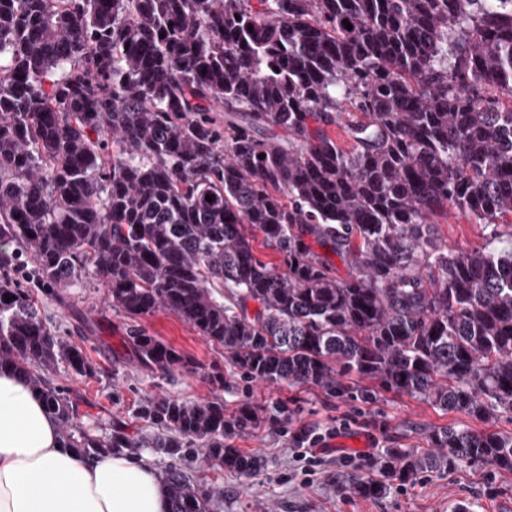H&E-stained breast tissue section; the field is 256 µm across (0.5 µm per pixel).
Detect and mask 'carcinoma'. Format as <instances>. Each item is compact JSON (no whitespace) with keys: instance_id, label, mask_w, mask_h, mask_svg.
I'll use <instances>...</instances> for the list:
<instances>
[{"instance_id":"carcinoma-1","label":"carcinoma","mask_w":512,"mask_h":512,"mask_svg":"<svg viewBox=\"0 0 512 512\" xmlns=\"http://www.w3.org/2000/svg\"><path fill=\"white\" fill-rule=\"evenodd\" d=\"M451 208L483 225L481 248L436 242ZM508 216L512 0H0V243L16 245L0 250V370L39 393L68 451L199 441L248 476L256 460L224 436L280 409L147 398L156 434L83 424L80 396L44 372L96 368L49 333L34 289L90 278L124 317L165 308L254 379L334 396L355 375L512 415ZM259 234L283 268L257 257ZM124 344L149 370L186 364L142 329ZM433 441L389 449L388 466L512 471V435L450 425ZM162 482L170 512H213L180 466Z\"/></svg>"}]
</instances>
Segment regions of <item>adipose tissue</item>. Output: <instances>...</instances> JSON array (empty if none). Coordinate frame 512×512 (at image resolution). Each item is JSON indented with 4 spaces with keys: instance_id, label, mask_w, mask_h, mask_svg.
Wrapping results in <instances>:
<instances>
[{
    "instance_id": "obj_1",
    "label": "adipose tissue",
    "mask_w": 512,
    "mask_h": 512,
    "mask_svg": "<svg viewBox=\"0 0 512 512\" xmlns=\"http://www.w3.org/2000/svg\"><path fill=\"white\" fill-rule=\"evenodd\" d=\"M168 510L149 458H88L60 448L38 393L17 375L0 372V512Z\"/></svg>"
}]
</instances>
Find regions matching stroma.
<instances>
[{
  "instance_id": "stroma-1",
  "label": "stroma",
  "mask_w": 512,
  "mask_h": 512,
  "mask_svg": "<svg viewBox=\"0 0 512 512\" xmlns=\"http://www.w3.org/2000/svg\"><path fill=\"white\" fill-rule=\"evenodd\" d=\"M435 231L441 242L459 253L484 244L482 226L453 211L438 218ZM39 302L48 331L80 345L97 370L94 376L79 377L61 362L50 373L55 384L86 399L84 415L110 413L114 421L125 423L128 433L144 436L150 427L136 412L150 396L196 403L220 400L229 415L243 404L280 405L276 417L260 418L254 426L232 430L225 438L230 447L257 460L251 476L214 472L204 449L195 446L179 457V464L198 483L220 487L222 496L214 512H455L463 503L472 512H512V473L491 475L481 467L433 470L410 481L397 479L383 498L358 494L347 485L353 473L383 480L387 449L433 451V431L456 424L512 434L510 417L482 422L418 397L379 389L367 380L342 396L331 397L315 386L248 379L225 360L221 346L163 308L138 324L174 347L188 365L169 373L150 371L141 368L124 347L129 321L113 310L100 282L43 293ZM301 433L329 444L319 466L310 467L298 448L295 437Z\"/></svg>"
}]
</instances>
